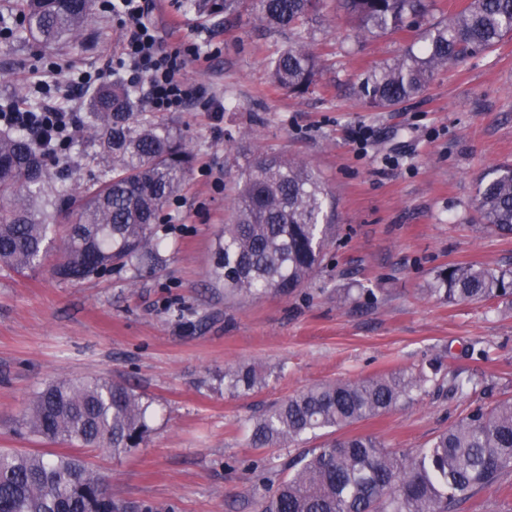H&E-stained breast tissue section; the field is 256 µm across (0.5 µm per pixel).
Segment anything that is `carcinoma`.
Here are the masks:
<instances>
[{
    "instance_id": "carcinoma-1",
    "label": "carcinoma",
    "mask_w": 512,
    "mask_h": 512,
    "mask_svg": "<svg viewBox=\"0 0 512 512\" xmlns=\"http://www.w3.org/2000/svg\"><path fill=\"white\" fill-rule=\"evenodd\" d=\"M238 0H195L208 18L230 16ZM320 0H256L268 28L287 30L293 42L270 63L273 85L308 90L317 60L301 28L318 15ZM366 33H396L425 16L430 0H338ZM19 41L47 44L78 37L92 19L93 0H14ZM512 34V0H469L446 24L423 31L424 47L367 74L359 93L390 109L423 91L435 71L489 50ZM80 129L107 169L78 192L50 188L46 155L31 136L0 130V262L23 272L40 264L56 228L68 225L55 274L79 281L158 253L155 228L165 205L184 184L193 162L175 125L154 112H137L131 91L116 80L91 94ZM328 192L311 166L280 155L255 157L233 199L211 272L224 292L249 298L301 287L322 261L336 231ZM478 233L512 235V166H501L479 190ZM429 293L448 301L481 303L512 298V269L453 266ZM431 372L380 374L328 381L290 396L251 423L254 444H290L320 430L340 431L412 399L436 379ZM234 389L261 381L254 369L224 372ZM148 406L116 381L61 380L48 385L24 410L26 432L48 445L46 453L0 449V512H156L149 503L108 493L105 479L85 453L107 449L119 456L142 443ZM512 467V399L477 407L438 434L426 450L398 455L371 435L342 434L307 452L277 482L253 490L257 512H456L455 507L500 481Z\"/></svg>"
}]
</instances>
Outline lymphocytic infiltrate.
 <instances>
[{"label": "lymphocytic infiltrate", "mask_w": 512, "mask_h": 512, "mask_svg": "<svg viewBox=\"0 0 512 512\" xmlns=\"http://www.w3.org/2000/svg\"><path fill=\"white\" fill-rule=\"evenodd\" d=\"M98 5L111 12L123 33L117 51L101 67L82 73L79 84L66 87L64 104L48 102L37 112L16 109L0 113V125L35 135L45 153L54 158L68 147L79 128L75 102L83 87L107 76H120L155 112H182L195 101L208 106L213 103L206 86L188 85L180 77L186 60L204 58V50L178 41L163 46L149 19L148 0H98Z\"/></svg>", "instance_id": "f902f5d3"}]
</instances>
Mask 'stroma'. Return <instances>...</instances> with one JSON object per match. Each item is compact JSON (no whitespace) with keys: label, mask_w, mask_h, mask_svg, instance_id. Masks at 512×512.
<instances>
[{"label":"stroma","mask_w":512,"mask_h":512,"mask_svg":"<svg viewBox=\"0 0 512 512\" xmlns=\"http://www.w3.org/2000/svg\"><path fill=\"white\" fill-rule=\"evenodd\" d=\"M154 3L160 35L176 25L182 40L215 47L180 76L209 86L224 109L173 115L194 163L156 227L157 264L67 281L51 256L22 273L0 262V449H42L18 420L48 383L120 381L149 402L150 430L121 457L91 452L113 496L160 512H254L259 477L334 439L251 445V420L304 389L439 366L437 382L411 401L350 428L410 455L472 409L511 398L512 302H449L428 290L449 267H512V236L472 230L480 184L512 164V36L375 110L359 82L421 50L420 29L361 37L336 0H323L320 24L303 32L320 56L316 84L299 94L271 85L268 62L288 38L260 24L250 0L220 24L204 21L192 0ZM119 41L98 10L77 41L48 49L0 40V98L21 96L51 62L100 65ZM94 153L76 138L60 165L88 185L104 168ZM266 153L322 175L336 200V237L293 294L238 300L211 271L244 159ZM237 364L254 367L261 383L225 386V369ZM454 376L474 389L449 393Z\"/></svg>","instance_id":"obj_1"}]
</instances>
